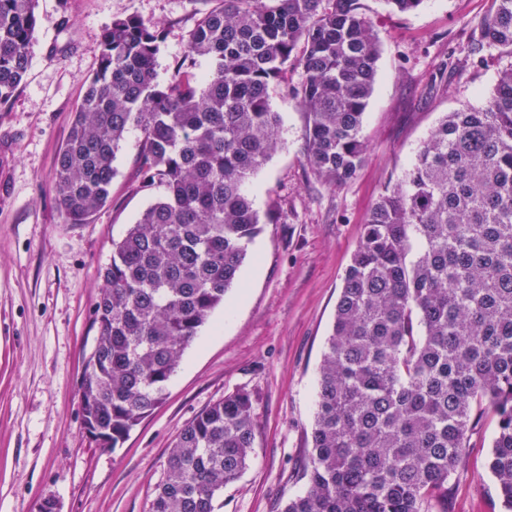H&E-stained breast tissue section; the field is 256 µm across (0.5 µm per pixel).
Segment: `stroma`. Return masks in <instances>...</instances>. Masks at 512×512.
Wrapping results in <instances>:
<instances>
[{"instance_id":"1","label":"stroma","mask_w":512,"mask_h":512,"mask_svg":"<svg viewBox=\"0 0 512 512\" xmlns=\"http://www.w3.org/2000/svg\"><path fill=\"white\" fill-rule=\"evenodd\" d=\"M360 2L381 41L362 168L335 190L318 181L306 164L307 116L285 89L273 90L283 145L250 181L261 226L239 282L186 349L162 403L112 450L96 447L81 421L79 387L98 334L92 310L113 241L159 192L137 186L142 135L131 129L109 202L88 223L70 224L55 162L97 70L103 29L127 15L157 25L163 85L214 3L38 0L26 77L0 106V512H37L47 497L60 512H148L177 434L239 389L257 399L254 448L220 512H282L305 491L318 367L366 215L443 116L483 105L512 66V54L470 52L493 0H423L408 13ZM494 434L483 416L448 480V512H503L489 470Z\"/></svg>"}]
</instances>
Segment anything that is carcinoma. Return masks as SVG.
<instances>
[{
  "instance_id": "carcinoma-1",
  "label": "carcinoma",
  "mask_w": 512,
  "mask_h": 512,
  "mask_svg": "<svg viewBox=\"0 0 512 512\" xmlns=\"http://www.w3.org/2000/svg\"><path fill=\"white\" fill-rule=\"evenodd\" d=\"M37 0H0V104L24 80ZM155 81L157 27L116 18L100 37L55 164L67 223L106 205L126 134L143 135L139 188L162 196L112 244L80 385L84 430L118 448L163 400L187 346L238 283L260 214L248 180L282 143L271 88L307 114L306 163L324 184L362 167L380 41L359 0H218ZM474 50L512 54V0H493ZM209 63L195 71V59ZM255 396L238 389L177 435L149 512H218L247 469ZM512 512V66L484 106L445 116L380 196L346 270L319 367L307 491L283 512H435L481 415Z\"/></svg>"
}]
</instances>
